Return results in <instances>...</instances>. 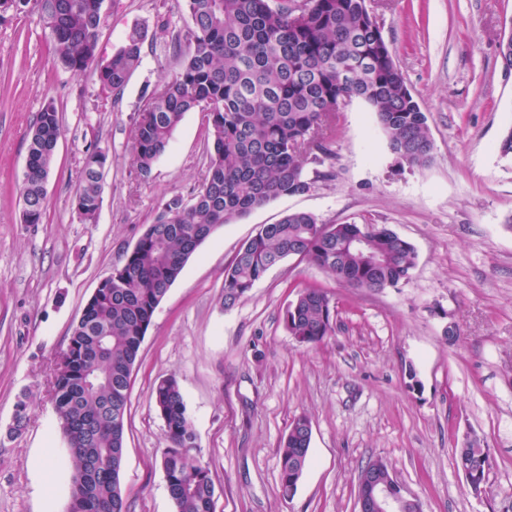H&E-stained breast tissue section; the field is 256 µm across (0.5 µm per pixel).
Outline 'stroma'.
I'll return each instance as SVG.
<instances>
[{
  "label": "stroma",
  "mask_w": 512,
  "mask_h": 512,
  "mask_svg": "<svg viewBox=\"0 0 512 512\" xmlns=\"http://www.w3.org/2000/svg\"><path fill=\"white\" fill-rule=\"evenodd\" d=\"M408 89L428 116L430 163L388 148L369 106L336 115L330 156L306 165L311 188L219 227L188 260L155 312L133 369L120 473L129 512H175L152 389L175 375L216 486L215 512H358L368 461L384 460L423 512H512V71L499 44L512 0H366ZM143 61L119 92L95 70L50 52L36 9L0 16V512H68L66 442L50 396L54 360L98 287L165 203L202 184V116L186 113L149 178H135V121L144 95L172 80V34L189 31L183 0H104L99 53L133 25ZM62 124L42 223L23 221L27 133L45 103ZM108 155L95 223L72 207L88 149ZM303 211L320 224H384L415 248L397 286L364 293L292 256L247 298L224 305V270L263 225ZM328 291L336 330L298 343L285 314L300 289ZM29 420L12 433L19 399ZM311 420L310 461L293 498L279 492V448ZM488 448L487 492L454 463L464 434Z\"/></svg>",
  "instance_id": "35a3bbf8"
}]
</instances>
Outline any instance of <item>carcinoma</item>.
<instances>
[{
    "mask_svg": "<svg viewBox=\"0 0 512 512\" xmlns=\"http://www.w3.org/2000/svg\"><path fill=\"white\" fill-rule=\"evenodd\" d=\"M51 34L57 62L72 71L95 68L101 88L119 92L143 59L146 33L136 25L106 59L98 46L104 0H23ZM185 0L193 26L172 48L178 75L148 95L135 124L134 164L150 175L188 112H201L211 145L207 175L187 200L175 196L148 225L112 285L87 302L51 382L67 443L70 512H126L120 471L132 371L154 314L197 248L224 224L282 196L308 191L304 166L329 157L336 113L367 103L390 151L411 167L431 159L427 116L414 100L365 0ZM61 135L55 105L44 104L30 128L22 180L23 221L42 222L46 183ZM108 155L84 158L73 201L79 217L96 221ZM359 224L321 225L305 212L266 224L224 271V305L246 298L272 264L296 254L359 291L394 287L415 266L411 244L389 234L359 252L341 238ZM335 303L319 287L302 289L288 307L289 334L318 345L335 332ZM164 421L161 466L176 512H215L210 469L191 453L195 433L178 380L153 390ZM296 418L280 450L279 490L298 481L309 463Z\"/></svg>",
    "mask_w": 512,
    "mask_h": 512,
    "instance_id": "obj_1",
    "label": "carcinoma"
}]
</instances>
